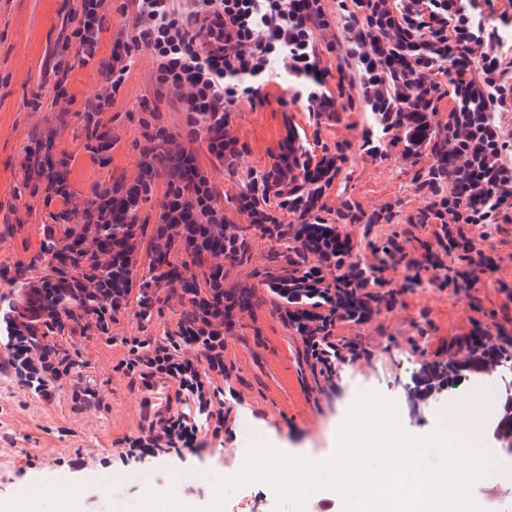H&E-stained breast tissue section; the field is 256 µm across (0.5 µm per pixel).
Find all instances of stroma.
I'll return each mask as SVG.
<instances>
[{
	"label": "stroma",
	"instance_id": "stroma-1",
	"mask_svg": "<svg viewBox=\"0 0 512 512\" xmlns=\"http://www.w3.org/2000/svg\"><path fill=\"white\" fill-rule=\"evenodd\" d=\"M80 0H0V225L19 230L0 238V263L29 261L48 223L41 200L19 197L25 148L32 136L45 128L56 130V151L70 159L71 204L82 207L97 183L133 181L139 171L138 122L133 115L143 100L153 97L156 62L140 52L102 121L112 133L111 162L100 167L85 151L84 134L77 120L59 123L54 98L65 88L74 109L98 92L102 77L96 63H74L66 80L52 66L70 32V12ZM41 91L39 110L28 101ZM262 105H242L231 115L229 131L243 153L236 176H228L207 150L198 162L221 192L226 219L246 223L236 197L253 173L267 170L289 131L303 144L320 142L329 148L345 146L349 160L343 165L323 201L330 213L353 202L365 213L390 207V221L375 225L384 237L399 231L408 257L421 258L434 242V227L416 223L430 196L419 189L417 173L428 168L429 148L413 157L402 145L387 156H374L361 145L374 121L371 112L354 103L357 91L346 88L337 103L338 116L314 122L302 107L291 104L292 79L272 78L264 89ZM475 248L489 256L492 271L479 274L471 287L453 291L432 284V269L419 273L427 284L404 288V266L388 268L383 276L399 295L391 308L381 309L362 323H339L337 335L361 341L374 349L371 361L337 364L331 382L314 380L304 365L303 341L295 330L270 315L267 308L235 314L231 334L224 344L228 376L223 391L240 393L244 406L232 407L222 437L204 433L201 448L184 457L162 454L121 463L113 459L117 440L138 433L146 425L142 383L117 372L125 340L139 338L158 344L176 329L179 306L170 299L162 316L139 324L132 313L115 316L109 337L73 336L62 344L74 362L76 377L90 383L99 394L98 405L77 411L68 391H58L46 401L0 374V502L25 498L24 512H131L146 488L175 487L185 503L202 507L213 497L211 475L231 476L245 464L249 444L256 439L278 451L313 461L330 458L337 446L338 430L359 392L375 390L396 401L403 428L415 436L432 434L446 424V407L455 401H474L480 384L462 383L452 392H440L411 407L406 394L422 366L444 360L451 349L480 329L512 335V223L473 226ZM99 456L76 468L67 460L86 449ZM112 475L102 486L103 475Z\"/></svg>",
	"mask_w": 512,
	"mask_h": 512
}]
</instances>
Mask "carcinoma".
Here are the masks:
<instances>
[{
    "label": "carcinoma",
    "instance_id": "cac0c4a2",
    "mask_svg": "<svg viewBox=\"0 0 512 512\" xmlns=\"http://www.w3.org/2000/svg\"><path fill=\"white\" fill-rule=\"evenodd\" d=\"M76 117L84 131V148L90 158L105 167L111 162L112 134L99 123L94 112H62L63 122ZM456 116L429 127L423 144L404 135V153L416 155L430 148L432 163L419 174L421 185L439 190L459 178L450 164L449 132ZM139 175L133 182L123 180L96 184L80 218L63 207L49 212L52 223L43 225L39 251L26 264H0V281L20 296L15 302L0 296V321L18 336H108L110 324L120 312L136 303L134 317L139 323L162 315L160 304L171 297L180 305L176 323L182 336H198L208 320L221 315L223 331L231 330L233 315L241 309L270 304L271 313L301 336H316L328 324L361 322L368 309L378 310L396 294L385 288L382 272L403 261L398 232L386 240L365 236L375 263L363 266L350 260L352 246L339 238V225L364 215L353 205L333 220L319 214L328 189L319 179L307 184L305 196L288 198L289 180L303 183L305 148L283 149L270 169L249 176L237 197L238 209L263 211L269 219L261 224H228L214 215L212 196L218 192L195 167V145L183 143L179 152L168 149L173 133L160 123L158 115L143 112L138 117ZM23 187L31 198L41 197L45 205L69 192L70 159L56 154L55 131L48 129L32 138L23 165ZM165 185L154 223L140 217L158 182ZM300 205L305 216L289 224L274 220L275 208ZM271 242L262 266L250 273V280L226 285L232 270L251 261L253 235ZM437 249L453 253L455 236L448 225L434 232ZM345 262L334 265L328 278L314 272L325 258ZM264 287L267 296L259 294ZM471 361L460 366L453 360L426 363L419 378H435L450 389L470 377H481L480 363L493 358L499 363L501 405L493 424V435L512 430V341L490 334L468 342Z\"/></svg>",
    "mask_w": 512,
    "mask_h": 512
}]
</instances>
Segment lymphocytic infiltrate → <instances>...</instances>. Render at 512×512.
<instances>
[{
    "label": "lymphocytic infiltrate",
    "instance_id": "lymphocytic-infiltrate-1",
    "mask_svg": "<svg viewBox=\"0 0 512 512\" xmlns=\"http://www.w3.org/2000/svg\"><path fill=\"white\" fill-rule=\"evenodd\" d=\"M324 0H122L126 19L112 41L109 56L98 54L108 28L105 0H81L73 29L56 55L54 71L64 76L71 57L96 61L103 80L87 109L111 111L140 51L155 59V91L143 111H158L175 101L187 116L222 115L243 104L262 103V90L275 72L297 79L293 103L317 114L336 109L327 88L329 69L322 53L345 54L362 65L359 99L363 107L386 116L384 134L406 128L423 138L419 124L403 125L393 114L392 95L413 98L414 110L435 111L442 96L471 89L487 94L494 112H512V54L487 33L472 12L478 0H351V23L337 35ZM494 164L470 169L466 152L459 167L468 178L432 195L429 220L441 224H497L512 220V163H505L504 141L491 126ZM491 189L495 207L485 208L475 194ZM6 366L18 383L43 399L70 387L74 409L98 403L97 392L71 379L72 360L60 344L44 337L1 336ZM118 368L141 381L176 384L177 396L192 401V412L167 413L151 420L136 437L124 440L119 457L134 454L197 452L202 432L221 436L226 414L217 377L224 374V339L220 336L168 337L153 346L132 339Z\"/></svg>",
    "mask_w": 512,
    "mask_h": 512
}]
</instances>
